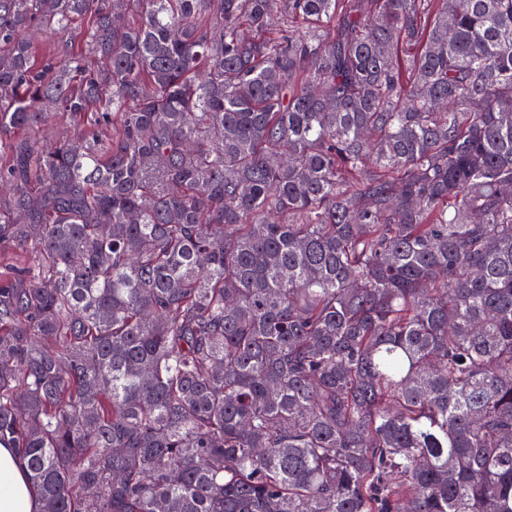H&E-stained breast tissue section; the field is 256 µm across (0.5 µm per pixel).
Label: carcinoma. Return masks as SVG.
Segmentation results:
<instances>
[{
	"mask_svg": "<svg viewBox=\"0 0 512 512\" xmlns=\"http://www.w3.org/2000/svg\"><path fill=\"white\" fill-rule=\"evenodd\" d=\"M0 185L39 512H512V0H0Z\"/></svg>",
	"mask_w": 512,
	"mask_h": 512,
	"instance_id": "cac0c4a2",
	"label": "carcinoma"
}]
</instances>
